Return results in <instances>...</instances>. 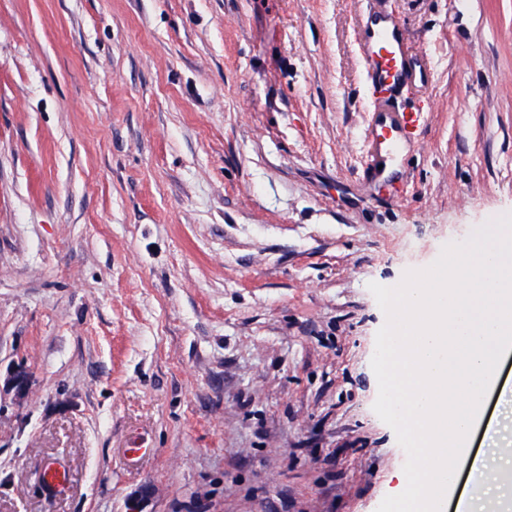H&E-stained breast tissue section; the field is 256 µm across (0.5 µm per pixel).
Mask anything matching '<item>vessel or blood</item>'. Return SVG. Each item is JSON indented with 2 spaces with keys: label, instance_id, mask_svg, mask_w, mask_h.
I'll return each instance as SVG.
<instances>
[{
  "label": "vessel or blood",
  "instance_id": "obj_1",
  "mask_svg": "<svg viewBox=\"0 0 512 512\" xmlns=\"http://www.w3.org/2000/svg\"><path fill=\"white\" fill-rule=\"evenodd\" d=\"M364 31L360 49L376 117L368 129V155L362 180L371 185L397 160L400 151L414 142L426 117L422 111L394 109L387 103L389 93L424 79L416 65L419 52L411 47L406 33L384 13L371 15Z\"/></svg>",
  "mask_w": 512,
  "mask_h": 512
}]
</instances>
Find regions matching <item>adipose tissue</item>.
<instances>
[{"instance_id":"obj_1","label":"adipose tissue","mask_w":512,"mask_h":512,"mask_svg":"<svg viewBox=\"0 0 512 512\" xmlns=\"http://www.w3.org/2000/svg\"><path fill=\"white\" fill-rule=\"evenodd\" d=\"M383 301L377 367L414 452L393 512H447L465 463L474 485L458 512H486L512 476V413L494 431L490 458L470 457L468 440L512 346V225H475L429 273L385 289Z\"/></svg>"}]
</instances>
